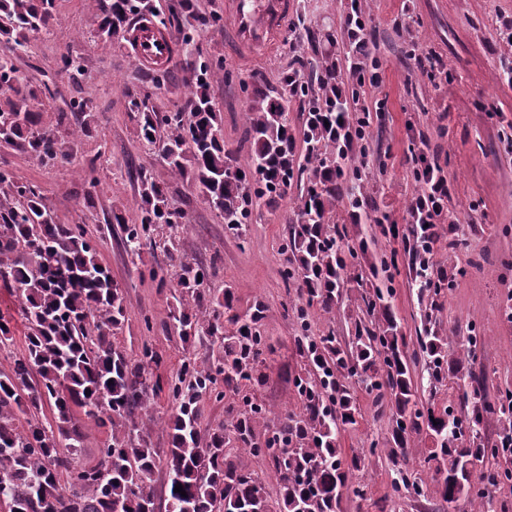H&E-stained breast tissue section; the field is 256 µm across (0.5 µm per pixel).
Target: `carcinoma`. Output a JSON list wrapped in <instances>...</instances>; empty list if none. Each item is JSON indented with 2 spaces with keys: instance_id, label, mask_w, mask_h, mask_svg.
Returning <instances> with one entry per match:
<instances>
[{
  "instance_id": "obj_1",
  "label": "carcinoma",
  "mask_w": 512,
  "mask_h": 512,
  "mask_svg": "<svg viewBox=\"0 0 512 512\" xmlns=\"http://www.w3.org/2000/svg\"><path fill=\"white\" fill-rule=\"evenodd\" d=\"M55 0H0V36L23 47L28 35L47 31L54 20ZM97 35L113 42L138 7L131 0H96ZM183 3L185 49L184 85L190 110L157 112L149 94L129 91L125 109L135 120L137 140L158 149L175 181L196 188L224 220L227 231L241 236L259 203L270 207L288 192L295 176H306L303 192L294 200L296 219L287 225L281 250L287 254L282 270L285 284H295L306 304L330 314L340 309L347 277V257L365 248L351 241L334 222L337 206L347 201L363 207L364 181L347 165L349 150L336 140V131L365 128L349 112V100H336V54L308 61L324 72L326 81L314 85L297 75H285L281 91L272 96L255 87L246 113L252 150L242 160L224 145L218 113L210 94L224 70L223 62L202 56L193 45L195 33L217 24ZM59 71L76 79L82 74L78 54L61 56ZM0 85L13 97L0 98L3 145L41 163L67 160L69 140L42 128V113L19 116V106L36 97L10 57H0ZM305 104V164L297 167L288 102ZM93 101L78 97L57 112L56 125L79 126L81 134L97 125ZM84 199L94 204L99 180L95 168L83 171ZM170 186L146 170L138 172L136 222L122 210L112 211L126 250L142 258L145 250H160L146 268L149 279L169 292L164 332L183 344L210 339L222 352L200 362L184 357L176 374L164 382L157 374L163 358L144 343L127 352L114 346L126 318L124 289L97 259L94 240L79 224H59L42 202L36 186L0 167V286L9 288L28 324L26 348L0 374V497L9 512H341L349 473L366 466V455L346 459L337 452L342 430L358 423V410L347 381L355 378L371 392L381 411L388 412L389 429L373 442L388 457L406 455L411 436L426 433L437 448L431 482L417 472L397 469L395 491L414 497L435 493L450 505L466 497L471 512H484L490 491L512 488V452L486 445L484 420L494 416L501 440H512V391L491 396L473 371L478 337L473 329L458 349L448 352V336L437 323L435 303L421 314L418 350L408 355L405 336L392 313V278L361 296L348 315L351 334L342 339L330 331L313 336L297 309L300 326L293 344L304 361L293 377L298 410L278 418L277 427L263 433L258 426L263 405L249 395L261 381L265 361L263 320L267 305L257 297L244 311L237 308L232 287L220 293L209 287L210 264L187 259L181 252L186 227L183 210L168 203ZM385 237H401L412 287L420 295L455 286L453 276L434 267L435 246L456 228L423 224L399 230L387 216L374 219ZM428 366L429 387L450 386L448 406L436 409L416 401L413 366L418 357ZM168 392V407L160 412L153 398ZM242 399L229 425L200 428V402L206 396ZM54 411L46 426L36 415L45 406ZM110 427L111 442L100 449V461L76 467L81 447L82 417ZM163 423L170 430L165 455L164 495H157L153 475L159 459L149 428ZM240 448L270 461L278 494L267 481L242 469L231 449ZM181 485L186 496L174 491Z\"/></svg>"
}]
</instances>
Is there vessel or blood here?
<instances>
[{"label":"vessel or blood","instance_id":"b4317fda","mask_svg":"<svg viewBox=\"0 0 512 512\" xmlns=\"http://www.w3.org/2000/svg\"><path fill=\"white\" fill-rule=\"evenodd\" d=\"M295 8L294 0H237L230 37L242 53L271 48L284 31ZM124 38L136 59L147 68L170 60L175 43L147 17L129 23Z\"/></svg>","mask_w":512,"mask_h":512}]
</instances>
